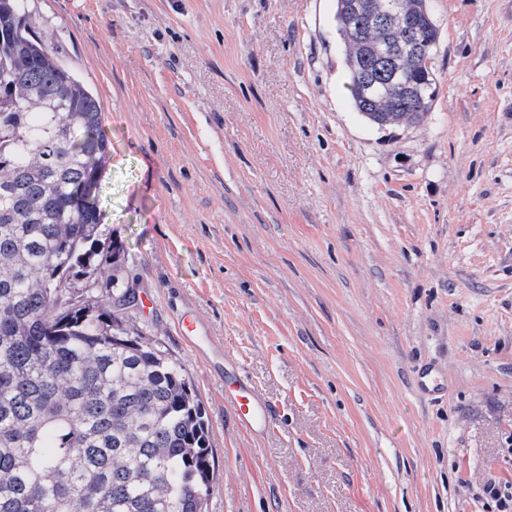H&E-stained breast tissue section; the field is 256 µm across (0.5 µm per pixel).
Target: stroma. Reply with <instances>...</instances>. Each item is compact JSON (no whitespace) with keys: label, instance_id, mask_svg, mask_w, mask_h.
I'll return each instance as SVG.
<instances>
[{"label":"stroma","instance_id":"stroma-1","mask_svg":"<svg viewBox=\"0 0 512 512\" xmlns=\"http://www.w3.org/2000/svg\"><path fill=\"white\" fill-rule=\"evenodd\" d=\"M430 7L434 107L378 128L336 0H28L102 104L101 229L207 412L208 512H497L483 485L512 484V0ZM181 331L192 346L200 353L206 349L213 351L217 356L222 354V346L217 344L210 336H196L195 323L191 317H185L180 324ZM224 400L231 404L242 426L251 433L262 434L274 422L272 405L237 379L224 378Z\"/></svg>","mask_w":512,"mask_h":512}]
</instances>
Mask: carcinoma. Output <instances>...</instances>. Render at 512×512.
Here are the masks:
<instances>
[{
	"instance_id": "carcinoma-1",
	"label": "carcinoma",
	"mask_w": 512,
	"mask_h": 512,
	"mask_svg": "<svg viewBox=\"0 0 512 512\" xmlns=\"http://www.w3.org/2000/svg\"><path fill=\"white\" fill-rule=\"evenodd\" d=\"M336 0L354 109L383 128L433 108L439 30ZM418 43L412 56L399 45ZM100 100L0 0V512H207L213 449L182 365L124 319L128 288L75 300L115 251L81 191L108 143Z\"/></svg>"
}]
</instances>
